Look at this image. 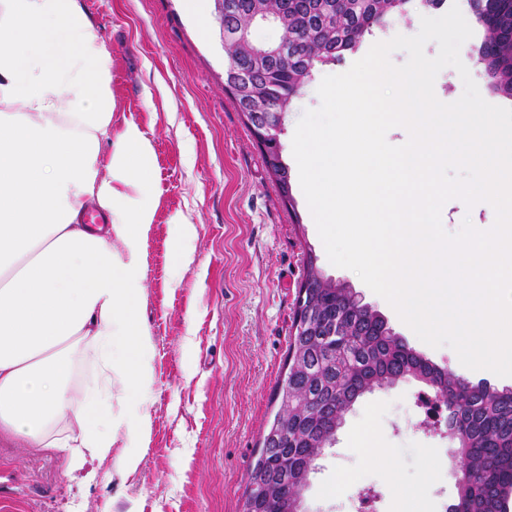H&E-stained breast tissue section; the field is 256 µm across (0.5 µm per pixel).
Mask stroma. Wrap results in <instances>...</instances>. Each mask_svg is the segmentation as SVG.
Wrapping results in <instances>:
<instances>
[{
	"label": "stroma",
	"mask_w": 512,
	"mask_h": 512,
	"mask_svg": "<svg viewBox=\"0 0 512 512\" xmlns=\"http://www.w3.org/2000/svg\"><path fill=\"white\" fill-rule=\"evenodd\" d=\"M112 54V130L140 126L154 149L157 208L143 247L140 316L149 331L151 417L139 469L91 485L68 479L56 457L0 442V512H243L248 476L278 404L288 336L306 254L324 277L360 292L409 347L472 384L512 389V377L464 367L455 351L421 341L352 270L332 265L301 189L292 152L304 111L318 108L325 76L346 72L365 47L412 36L421 15L391 17L359 48L318 65L285 116L282 156L292 186L285 203L260 147L224 86V41L213 0L203 15L183 0H85ZM195 233L183 238L172 219ZM193 261L182 265L183 252ZM408 378L364 394L316 462L305 512H399L402 489L419 492L426 512L454 503L456 443L424 426ZM376 429L395 468L372 463L351 436ZM354 475L328 495L337 470Z\"/></svg>",
	"instance_id": "35a3bbf8"
}]
</instances>
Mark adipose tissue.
<instances>
[{
    "label": "adipose tissue",
    "mask_w": 512,
    "mask_h": 512,
    "mask_svg": "<svg viewBox=\"0 0 512 512\" xmlns=\"http://www.w3.org/2000/svg\"><path fill=\"white\" fill-rule=\"evenodd\" d=\"M113 110L112 55L81 0H0V437L87 483L117 433L150 432L147 412H114L112 386L149 383L153 147L136 124L113 133ZM94 205L107 225L84 223Z\"/></svg>",
    "instance_id": "ef3b65f1"
}]
</instances>
